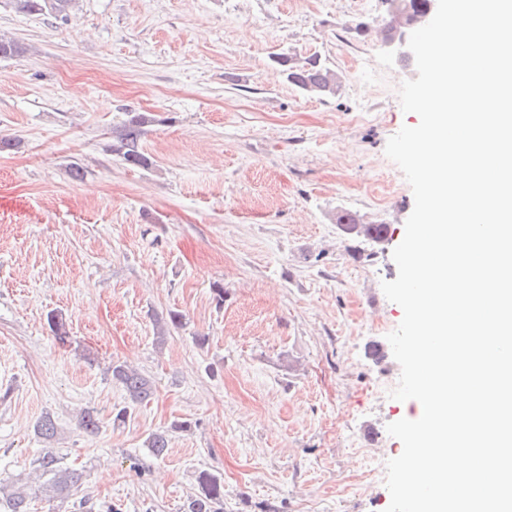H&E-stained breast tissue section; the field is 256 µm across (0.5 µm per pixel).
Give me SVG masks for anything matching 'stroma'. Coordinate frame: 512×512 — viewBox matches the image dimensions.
Instances as JSON below:
<instances>
[{"instance_id":"obj_1","label":"stroma","mask_w":512,"mask_h":512,"mask_svg":"<svg viewBox=\"0 0 512 512\" xmlns=\"http://www.w3.org/2000/svg\"><path fill=\"white\" fill-rule=\"evenodd\" d=\"M384 12L382 0H79L64 21L0 0V33L28 48L0 59V138L19 143L0 152V483L28 482L48 448L89 475L34 512H84V498L96 512H184L203 471L223 476L224 512H385L372 459L401 454L386 426L406 405L389 396L393 354L368 346L402 320L381 283L397 277L414 208L385 147L419 118L398 97L415 65L354 30ZM282 53L320 55L341 91L292 86ZM128 109L151 118V168L107 150ZM344 209L387 225V241L344 233ZM171 310L182 324L157 346L153 317ZM115 363L155 385L119 426ZM87 407L93 438L78 425ZM47 414L49 443L34 433ZM161 431L157 458L145 441Z\"/></svg>"}]
</instances>
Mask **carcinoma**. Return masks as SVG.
<instances>
[{
	"label": "carcinoma",
	"instance_id": "carcinoma-1",
	"mask_svg": "<svg viewBox=\"0 0 512 512\" xmlns=\"http://www.w3.org/2000/svg\"><path fill=\"white\" fill-rule=\"evenodd\" d=\"M77 0H12L14 7L23 13L45 14L65 19ZM28 48L12 38L0 35V58L13 59L24 56ZM276 63L282 68L290 84L308 94L334 96L340 87L330 85L336 71L317 56L298 61L287 54L277 57ZM152 119L140 112H126V119L112 130V153L132 167L149 169L153 162L142 149L141 141L145 127ZM336 223L355 237H362L374 244L387 239L388 226L385 224H364L358 215L340 211ZM183 315L170 311L155 318L156 343H165L170 328L181 325ZM112 378L122 384L127 394L128 405L120 409L115 420L124 422L135 407L149 402L155 393L153 382L140 372L125 365L111 368ZM80 427L89 436L100 431V420L94 410L85 408L80 413ZM38 435L52 440L57 433L56 422L50 415L43 416L36 424ZM170 439L166 433H154L146 440V447L156 457L167 454ZM36 472L42 479L41 492L52 498H63L83 483V473L61 464L53 452L48 451L36 460ZM199 492L187 506V512H219L217 505L224 500V480L210 472H201L197 477ZM31 496L24 484L8 489L0 488V512H30Z\"/></svg>",
	"mask_w": 512,
	"mask_h": 512
}]
</instances>
